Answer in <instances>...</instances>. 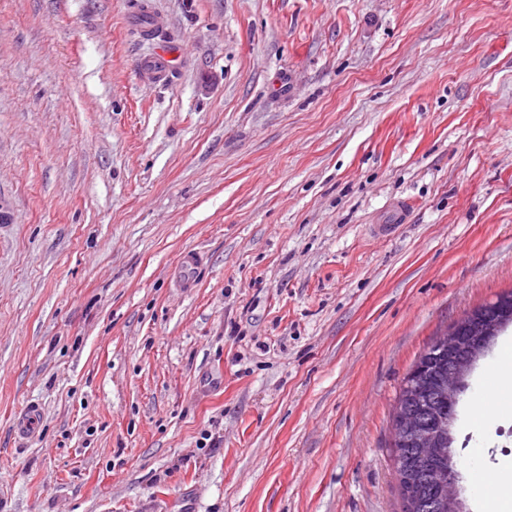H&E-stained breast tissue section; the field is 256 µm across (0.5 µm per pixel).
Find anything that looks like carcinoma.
Returning <instances> with one entry per match:
<instances>
[{
  "mask_svg": "<svg viewBox=\"0 0 512 512\" xmlns=\"http://www.w3.org/2000/svg\"><path fill=\"white\" fill-rule=\"evenodd\" d=\"M494 319L491 308L476 307L457 321L460 349L419 355L404 378L391 424L399 428L398 439L390 444L402 512H448V479L458 473L454 425L448 424V371L476 364L482 352L472 349L470 338Z\"/></svg>",
  "mask_w": 512,
  "mask_h": 512,
  "instance_id": "1",
  "label": "carcinoma"
}]
</instances>
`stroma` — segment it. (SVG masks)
<instances>
[{
  "label": "stroma",
  "mask_w": 512,
  "mask_h": 512,
  "mask_svg": "<svg viewBox=\"0 0 512 512\" xmlns=\"http://www.w3.org/2000/svg\"><path fill=\"white\" fill-rule=\"evenodd\" d=\"M0 201V512H401V381L512 290V0H0Z\"/></svg>",
  "instance_id": "35a3bbf8"
}]
</instances>
